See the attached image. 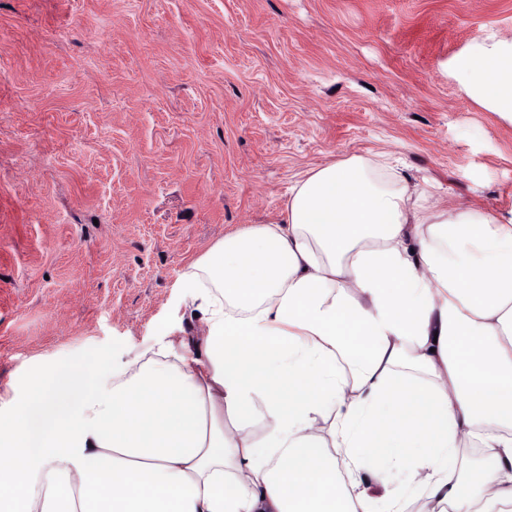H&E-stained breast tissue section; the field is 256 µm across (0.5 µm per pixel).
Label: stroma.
Segmentation results:
<instances>
[{
	"label": "stroma",
	"instance_id": "35a3bbf8",
	"mask_svg": "<svg viewBox=\"0 0 512 512\" xmlns=\"http://www.w3.org/2000/svg\"><path fill=\"white\" fill-rule=\"evenodd\" d=\"M489 31L512 0H0V397L181 335L183 270L309 169L512 212V124L444 68Z\"/></svg>",
	"mask_w": 512,
	"mask_h": 512
}]
</instances>
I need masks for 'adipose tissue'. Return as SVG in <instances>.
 Masks as SVG:
<instances>
[{
  "label": "adipose tissue",
  "instance_id": "ef3b65f1",
  "mask_svg": "<svg viewBox=\"0 0 512 512\" xmlns=\"http://www.w3.org/2000/svg\"><path fill=\"white\" fill-rule=\"evenodd\" d=\"M447 68L512 123L511 33ZM178 286L200 336L26 374L0 512H512V218L355 155Z\"/></svg>",
  "mask_w": 512,
  "mask_h": 512
}]
</instances>
